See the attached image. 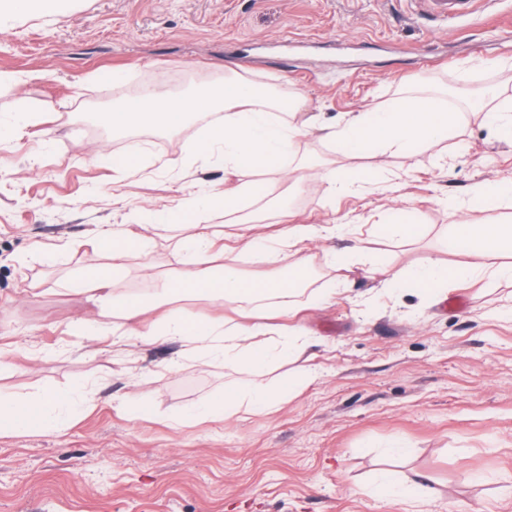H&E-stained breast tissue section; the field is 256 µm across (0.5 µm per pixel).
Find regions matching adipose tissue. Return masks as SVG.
<instances>
[{"label":"adipose tissue","mask_w":512,"mask_h":512,"mask_svg":"<svg viewBox=\"0 0 512 512\" xmlns=\"http://www.w3.org/2000/svg\"><path fill=\"white\" fill-rule=\"evenodd\" d=\"M443 93L438 89H409L388 107L374 112H353L336 128L327 129L326 136L337 152L351 157L373 150L378 154L408 155L420 145H433L454 131L455 113L441 104ZM299 98L291 94L280 97L263 85L225 68L224 76L214 89L190 95L163 93L153 89L140 91L120 106L98 113V122L107 128L127 130L150 127L176 130L201 113H217L218 119L208 124L206 134L197 141L194 152L211 164L229 172H274L283 175L292 185L306 178L308 165L298 158L297 145L310 132L304 123H283L280 112H295ZM254 183H241L234 191L210 194L205 198L190 196L178 203L181 212L195 214L202 208H218L225 214L238 213L242 196L258 195ZM177 250L192 252L197 265L187 280H161L151 300L116 298L112 292L109 271L91 262L79 275L82 288L100 306L120 312L123 323L111 328L108 320L97 321L96 330L113 329L118 336H134L150 343L162 338H179L189 342L200 361L219 362L226 368L246 367L248 377L192 412L196 419H226L241 410L263 411L277 400L291 395L297 384L289 380L278 389L265 381L270 366L296 358L304 348L299 335L283 337L273 345L257 344L266 328L259 318L263 309L286 307L298 291L299 276L304 273L302 262L288 267L287 275L256 278L242 273L223 254L214 252L208 232L197 233L192 239L172 240ZM99 247L112 259L128 256L140 259L145 276L155 269L154 242L148 238H131L119 227L112 226L99 234ZM449 250H461L464 266L448 268L438 260L428 259L414 270L412 276L421 289L434 292L448 278H462L486 272L499 279L512 280V263L505 254H512V226L508 224H457L448 235ZM201 294L234 307L252 316V323L225 326L205 318L190 319L166 313L150 327H143L139 318L145 306H165L190 295ZM59 402L52 394L35 398L0 401V428L11 431L46 433L62 423Z\"/></svg>","instance_id":"obj_1"}]
</instances>
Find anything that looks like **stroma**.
I'll list each match as a JSON object with an SVG mask.
<instances>
[{"label":"stroma","instance_id":"stroma-1","mask_svg":"<svg viewBox=\"0 0 512 512\" xmlns=\"http://www.w3.org/2000/svg\"><path fill=\"white\" fill-rule=\"evenodd\" d=\"M228 65L300 94L299 119L323 125L437 83L456 127L408 157L346 158L320 135L302 139L315 163L374 184L342 193L313 174L289 192L275 182L265 199L287 200L289 223L349 234L256 264L243 245L276 246L279 215L242 223L171 211L240 183L188 157L202 123L140 134L143 163L123 171L104 161L118 132L94 119L129 90L186 93L188 75L220 77ZM106 68L123 81L99 82ZM1 72L0 120L33 121L0 140V396L89 401L60 432H0V512H512V282L473 275L436 296L385 284L430 257L463 263L446 247L453 225H512V200L470 202L476 186L512 178V139L463 105L485 91L512 99V0L434 29L407 0H71L58 17L0 25ZM103 224L159 239L209 228L257 277L297 258L320 267L262 337H308L302 356L267 376L274 386L302 377L298 390L264 412L188 420L246 372L200 364L179 339L94 335L100 309L73 280ZM385 224L418 233L397 240ZM343 244L365 247L376 268L332 265ZM138 401L147 416L133 412ZM385 471L415 485L425 507L376 491Z\"/></svg>","mask_w":512,"mask_h":512}]
</instances>
